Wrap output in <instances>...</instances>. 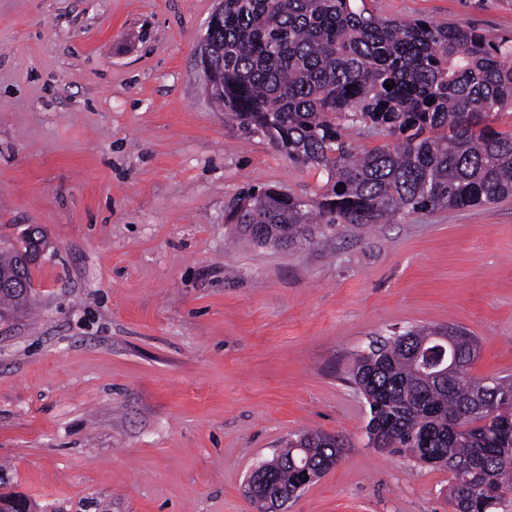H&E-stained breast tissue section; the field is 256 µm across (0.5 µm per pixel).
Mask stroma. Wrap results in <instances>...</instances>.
I'll list each match as a JSON object with an SVG mask.
<instances>
[{"label":"stroma","mask_w":512,"mask_h":512,"mask_svg":"<svg viewBox=\"0 0 512 512\" xmlns=\"http://www.w3.org/2000/svg\"><path fill=\"white\" fill-rule=\"evenodd\" d=\"M512 38V0H366ZM216 0H0V239L43 228L35 305L0 324V495L30 512H253L252 469L302 432L342 443L283 512H453L447 470L372 446L356 359L462 326L512 375V197L238 240L244 189L325 173L212 104Z\"/></svg>","instance_id":"stroma-1"}]
</instances>
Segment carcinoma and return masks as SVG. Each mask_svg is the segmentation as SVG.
Returning <instances> with one entry per match:
<instances>
[{"mask_svg":"<svg viewBox=\"0 0 512 512\" xmlns=\"http://www.w3.org/2000/svg\"><path fill=\"white\" fill-rule=\"evenodd\" d=\"M215 14L210 99L244 133L327 175L313 197L243 191L229 219L247 244L286 251L338 226L512 196V132L491 126L512 109V39L382 18L365 0H219ZM357 124L395 142L359 150L346 140ZM32 298L23 284L3 290L0 313L26 310ZM448 331L459 360L447 379L422 377L413 361L438 332L423 326L376 343L380 359H357L351 381L369 404V437L448 470L453 512H492L512 496V377L481 392L468 375L477 337ZM298 442L276 453L272 491L296 486L297 461L317 478L338 459L332 436L307 432Z\"/></svg>","mask_w":512,"mask_h":512,"instance_id":"1","label":"carcinoma"}]
</instances>
